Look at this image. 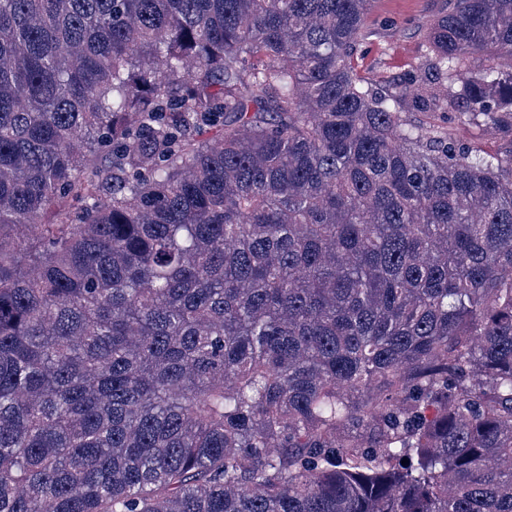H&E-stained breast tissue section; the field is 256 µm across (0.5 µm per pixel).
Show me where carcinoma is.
I'll use <instances>...</instances> for the list:
<instances>
[{
  "instance_id": "obj_1",
  "label": "carcinoma",
  "mask_w": 512,
  "mask_h": 512,
  "mask_svg": "<svg viewBox=\"0 0 512 512\" xmlns=\"http://www.w3.org/2000/svg\"><path fill=\"white\" fill-rule=\"evenodd\" d=\"M370 6L0 0V512H512V0ZM355 66L369 85L385 93L428 54L424 33L442 0H374Z\"/></svg>"
}]
</instances>
